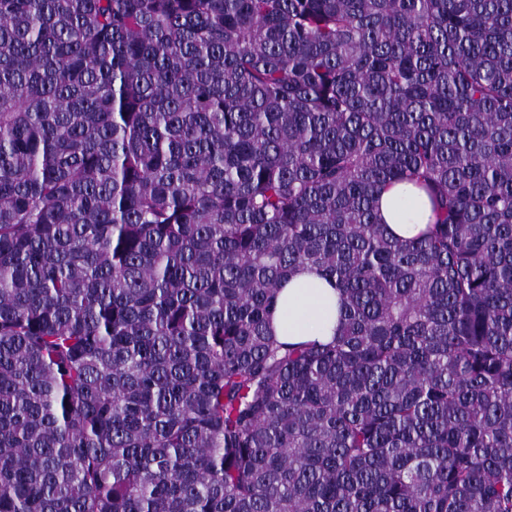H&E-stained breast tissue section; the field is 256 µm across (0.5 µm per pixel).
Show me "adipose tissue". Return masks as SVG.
I'll list each match as a JSON object with an SVG mask.
<instances>
[{
	"mask_svg": "<svg viewBox=\"0 0 512 512\" xmlns=\"http://www.w3.org/2000/svg\"><path fill=\"white\" fill-rule=\"evenodd\" d=\"M379 213L388 231L409 238L424 231L431 212L425 194L413 185L396 183L380 196ZM340 295L316 272L295 273L282 288L272 315L274 335L299 343L332 336L338 325Z\"/></svg>",
	"mask_w": 512,
	"mask_h": 512,
	"instance_id": "1",
	"label": "adipose tissue"
}]
</instances>
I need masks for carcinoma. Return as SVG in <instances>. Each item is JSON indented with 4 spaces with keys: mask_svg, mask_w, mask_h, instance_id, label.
I'll list each match as a JSON object with an SVG mask.
<instances>
[{
    "mask_svg": "<svg viewBox=\"0 0 512 512\" xmlns=\"http://www.w3.org/2000/svg\"><path fill=\"white\" fill-rule=\"evenodd\" d=\"M0 512H512V0H0ZM379 213L388 231L401 238H409L424 231L431 212L427 197L415 186L396 183L380 196ZM340 294L314 271L295 273L284 284L271 326L274 335L288 343L327 338L336 330Z\"/></svg>",
    "mask_w": 512,
    "mask_h": 512,
    "instance_id": "obj_1",
    "label": "carcinoma"
}]
</instances>
